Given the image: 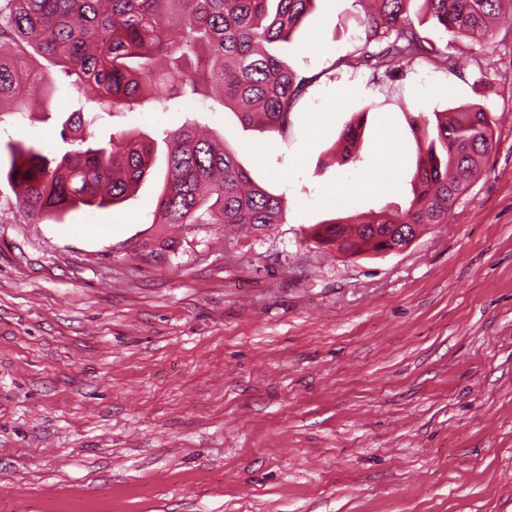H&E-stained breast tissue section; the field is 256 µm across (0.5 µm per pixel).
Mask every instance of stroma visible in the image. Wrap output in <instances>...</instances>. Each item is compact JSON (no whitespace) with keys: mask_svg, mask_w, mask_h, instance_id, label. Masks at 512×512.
I'll list each match as a JSON object with an SVG mask.
<instances>
[{"mask_svg":"<svg viewBox=\"0 0 512 512\" xmlns=\"http://www.w3.org/2000/svg\"><path fill=\"white\" fill-rule=\"evenodd\" d=\"M367 0H317L288 46L315 75L287 131L242 127L216 93L118 112L223 134L288 199L256 234L156 224L163 165L123 204L38 222L0 180V512H512V28L493 46L357 62ZM469 104L497 118L482 175L406 249L351 257L310 227L405 206L409 119ZM0 112V145L52 144L75 108ZM357 127L360 149L339 139ZM389 190L328 196L373 169ZM387 146V154L378 161L379 172L373 174L368 183L360 177L352 178L354 186L358 187L360 190L368 189L371 185H375L377 189H388L392 186V181L388 178V175L396 168L397 160L400 157L399 143L395 138H390L387 142Z\"/></svg>","mask_w":512,"mask_h":512,"instance_id":"35a3bbf8","label":"stroma"}]
</instances>
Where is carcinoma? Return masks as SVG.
<instances>
[{
	"label": "carcinoma",
	"mask_w": 512,
	"mask_h": 512,
	"mask_svg": "<svg viewBox=\"0 0 512 512\" xmlns=\"http://www.w3.org/2000/svg\"><path fill=\"white\" fill-rule=\"evenodd\" d=\"M316 0H4L0 4V112H30L65 85L85 102L60 137L72 147L54 150L6 144L0 177L12 185L28 215L62 222L81 209L122 204L151 173L155 140L111 134L95 124L100 113L127 112L154 102L169 108L208 83L224 110L249 126L282 131L318 75H300L267 46L288 42ZM410 0H374L365 18L367 61L381 67L396 58L436 53L407 13ZM427 16L452 39L492 46L493 23L512 0H424ZM203 53L205 67L190 55ZM166 96H159L160 89ZM494 118L478 104L457 117L412 120L424 133L406 207L323 220L313 239L350 256L379 252L416 238L427 224H444L470 189L494 144ZM169 147L158 195L161 224H224L263 232L286 223L287 200L250 177L222 135L190 122L165 136Z\"/></svg>",
	"instance_id": "1"
}]
</instances>
